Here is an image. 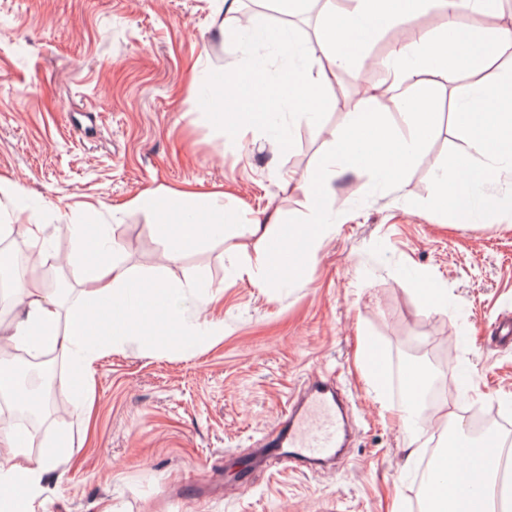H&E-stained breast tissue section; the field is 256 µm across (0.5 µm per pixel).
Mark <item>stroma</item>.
<instances>
[{
	"label": "stroma",
	"instance_id": "1",
	"mask_svg": "<svg viewBox=\"0 0 512 512\" xmlns=\"http://www.w3.org/2000/svg\"><path fill=\"white\" fill-rule=\"evenodd\" d=\"M0 0V177L23 190L24 212L9 220L39 224V241L13 245L42 256L72 304L82 265L60 264L73 250L69 225L85 226L84 263L120 257L138 273L162 270L168 283L197 281L219 298L187 296L184 314L224 330L218 341L190 342L158 321L140 324L105 346L86 374L62 361L65 403L88 397L92 415L45 418L40 433L15 426L31 456L52 455L34 512H425L419 471L436 437L427 428L414 453L396 412L408 392L405 365L394 363L408 338L443 337L457 371L449 392L458 417L480 408L492 417L496 446L512 437V345L493 346L497 319L512 316V208L494 224L474 223L459 208H434V173L481 140L496 153L498 117L467 120L456 109L472 82V62L422 77L438 121L410 179L376 183L349 171L326 186L345 205L335 229L298 262L289 287L228 278L229 265L264 246L242 235L233 251L218 240L183 242L161 263L165 236L153 210L113 216V205L157 188L219 190L247 217H278L288 232L305 224L310 202L282 176L322 164L336 135L363 103L354 87L380 83L394 52L392 28L367 46L360 65L344 70L317 122L296 117L273 90L288 62L270 45L272 87L247 108L261 126L247 149L237 144L206 99L223 96L248 42L238 14L260 27L292 31L303 60L317 65L324 0H305L292 16L266 0ZM199 62L210 81L191 100L187 66ZM108 225L117 254L96 249ZM448 288L444 314H421L415 280ZM373 337L387 358V394L378 398L357 363L359 336ZM331 378L351 404L354 430L345 456L311 472L255 462L260 439L318 378ZM63 447H54L56 437Z\"/></svg>",
	"mask_w": 512,
	"mask_h": 512
}]
</instances>
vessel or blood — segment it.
Returning a JSON list of instances; mask_svg holds the SVG:
<instances>
[{"label": "vessel or blood", "instance_id": "vessel-or-blood-1", "mask_svg": "<svg viewBox=\"0 0 512 512\" xmlns=\"http://www.w3.org/2000/svg\"><path fill=\"white\" fill-rule=\"evenodd\" d=\"M344 431V423L338 414L336 390L329 380L319 378L311 383L304 406L291 410L274 437L265 441L260 457L291 465L329 459L335 456ZM481 451L482 447L477 443L466 451L448 449L447 463L430 470L428 484L454 483L471 456Z\"/></svg>", "mask_w": 512, "mask_h": 512}]
</instances>
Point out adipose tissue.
I'll return each mask as SVG.
<instances>
[{
	"mask_svg": "<svg viewBox=\"0 0 512 512\" xmlns=\"http://www.w3.org/2000/svg\"><path fill=\"white\" fill-rule=\"evenodd\" d=\"M490 0H335L322 26L324 61L319 67L297 64L289 67L278 85L280 98L291 101L299 116L315 120L325 95L339 73L349 65L362 62L364 47L375 37L379 24L392 27L411 22L415 12L433 13L438 26L423 34L419 40L400 49L386 64L383 82L365 90L366 111L351 115L345 129L336 137L338 146L323 164L296 184L311 199L310 215L304 228L293 230L289 236H276L270 225L254 218L245 230L269 243L267 252L257 254L233 270L235 277L263 281L272 267V255L284 241L313 245L329 233L337 219L335 197L325 195L326 182L348 168L370 171L376 180L392 177L408 179L424 140L437 123L426 94H407L406 89L419 76L447 68L463 59H476L469 39L449 37L446 28L467 13L484 9ZM400 97L412 125L409 135L398 136L386 126L376 106L381 98ZM481 141H474L470 152L451 159L457 178L447 172L437 176L438 205L460 200L464 214L484 208L481 186L490 175L512 172V153H502L490 163L475 160L483 152ZM176 231L166 237V257L175 259L184 240L194 238L218 239L231 242L232 236L221 216L224 195L213 192L199 197L190 191L181 192ZM79 300L71 307H62L55 289L32 281H12L8 288L13 295L16 314L9 330L0 331V396L18 395L19 389L8 373V350L23 349L34 354L56 352L69 358L78 370H85L97 358L105 342L126 336L139 325L142 317L151 315L173 328L181 337L201 340L221 337L222 331L205 320L184 317L179 304L182 285L169 284L159 276H138L121 261L99 263L87 268L82 280ZM0 457L8 459L9 467L0 468V490L17 488L23 493L24 505H32L41 491V477L51 461L32 457L19 445L13 431H0ZM471 483L490 486L499 502L468 496ZM435 512H512V480L500 479L497 472L473 467L464 484L455 492L431 490L427 493Z\"/></svg>",
	"mask_w": 512,
	"mask_h": 512,
	"instance_id": "adipose-tissue-1",
	"label": "adipose tissue"
}]
</instances>
